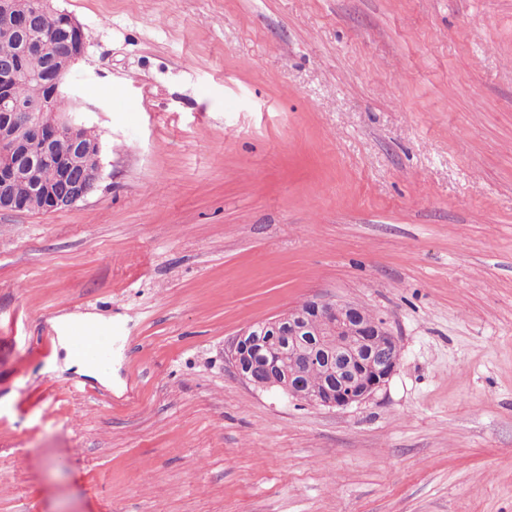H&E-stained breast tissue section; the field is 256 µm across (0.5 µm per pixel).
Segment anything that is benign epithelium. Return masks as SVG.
Masks as SVG:
<instances>
[{
	"label": "benign epithelium",
	"mask_w": 512,
	"mask_h": 512,
	"mask_svg": "<svg viewBox=\"0 0 512 512\" xmlns=\"http://www.w3.org/2000/svg\"><path fill=\"white\" fill-rule=\"evenodd\" d=\"M51 5L32 0H0L8 28L30 34L22 54L38 47L62 52L69 64L85 53L78 21L61 12V34L47 43L32 37L34 20ZM24 69L17 59L0 63V211L24 212L29 202L10 196L15 180L41 168L55 172L50 182L33 179L34 197L42 211L58 212L86 200L99 188L102 166H90L88 155L101 153L100 143L78 138L83 123L53 111L49 104L15 98L13 85ZM67 134L75 139L69 158L54 152V141ZM401 347L384 318L367 308L334 298L313 296L286 311L250 323L224 346V360L234 374L259 390H276L314 407L345 408L369 399L396 373ZM320 373L313 384L310 375Z\"/></svg>",
	"instance_id": "obj_1"
}]
</instances>
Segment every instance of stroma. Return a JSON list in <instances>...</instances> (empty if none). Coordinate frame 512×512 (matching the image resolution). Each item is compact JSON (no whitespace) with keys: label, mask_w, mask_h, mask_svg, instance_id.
I'll return each mask as SVG.
<instances>
[{"label":"stroma","mask_w":512,"mask_h":512,"mask_svg":"<svg viewBox=\"0 0 512 512\" xmlns=\"http://www.w3.org/2000/svg\"><path fill=\"white\" fill-rule=\"evenodd\" d=\"M55 5L103 179L0 213V512H512V0ZM315 295L399 339L363 403L224 361ZM100 327L101 326L94 322H84L77 326L74 332V339L82 353L101 356L102 348L101 344L98 343V339L101 337Z\"/></svg>","instance_id":"1"}]
</instances>
